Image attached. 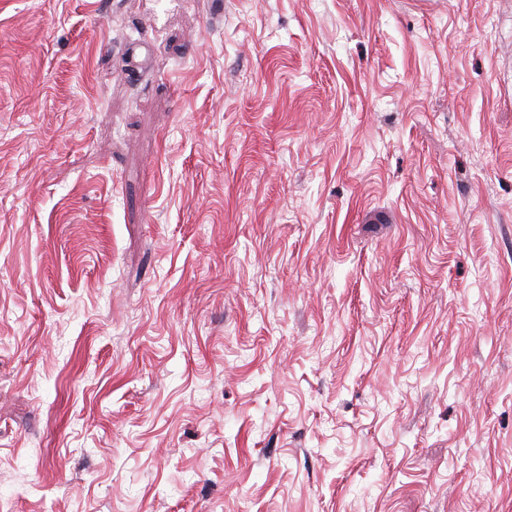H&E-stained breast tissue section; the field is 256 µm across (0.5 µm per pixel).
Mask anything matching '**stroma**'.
Instances as JSON below:
<instances>
[{
	"mask_svg": "<svg viewBox=\"0 0 512 512\" xmlns=\"http://www.w3.org/2000/svg\"><path fill=\"white\" fill-rule=\"evenodd\" d=\"M0 512H512V0H0Z\"/></svg>",
	"mask_w": 512,
	"mask_h": 512,
	"instance_id": "1",
	"label": "stroma"
}]
</instances>
